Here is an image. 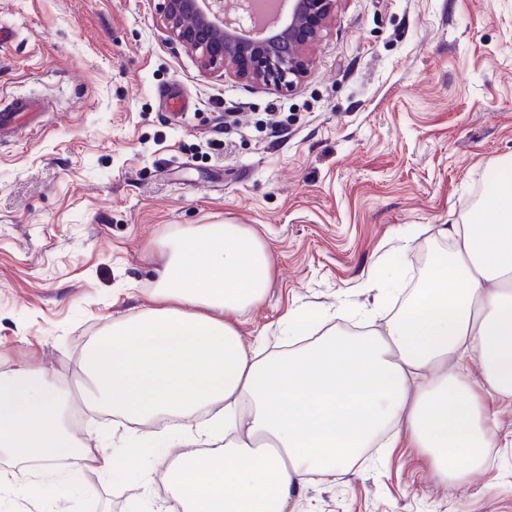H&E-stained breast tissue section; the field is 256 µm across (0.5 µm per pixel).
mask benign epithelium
<instances>
[{
    "mask_svg": "<svg viewBox=\"0 0 512 512\" xmlns=\"http://www.w3.org/2000/svg\"><path fill=\"white\" fill-rule=\"evenodd\" d=\"M281 32L252 35L250 0H239L238 14L224 12V0H162L171 37L199 56L201 68L222 67L254 84L293 90L309 73L307 51L336 14L339 0H295Z\"/></svg>",
    "mask_w": 512,
    "mask_h": 512,
    "instance_id": "7a95c632",
    "label": "benign epithelium"
}]
</instances>
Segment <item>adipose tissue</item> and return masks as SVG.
<instances>
[{
  "mask_svg": "<svg viewBox=\"0 0 512 512\" xmlns=\"http://www.w3.org/2000/svg\"><path fill=\"white\" fill-rule=\"evenodd\" d=\"M447 233L450 259L380 326L330 328L263 356L246 350L236 319L265 296V246L236 224L190 227L160 273L155 306L113 322L86 350L82 401L143 424L215 408L195 430L205 451L175 465L177 512H293L311 474L335 475L392 427L438 479H469L493 445L486 396L512 403V160L495 166L474 211ZM62 411L46 371L0 376V453L47 468L67 453L117 480L174 444L143 433L94 448L63 427Z\"/></svg>",
  "mask_w": 512,
  "mask_h": 512,
  "instance_id": "adipose-tissue-1",
  "label": "adipose tissue"
}]
</instances>
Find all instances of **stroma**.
I'll return each mask as SVG.
<instances>
[{
	"mask_svg": "<svg viewBox=\"0 0 512 512\" xmlns=\"http://www.w3.org/2000/svg\"><path fill=\"white\" fill-rule=\"evenodd\" d=\"M160 0H0V100L47 99L0 138V374L45 368L65 400L83 354L113 321L153 306L168 244L195 224H238L272 279L246 310V347L277 352L291 310L321 326L376 321L367 279L404 264L410 289L512 158V0H340L293 92L202 73L170 39ZM191 106L170 112L164 93ZM480 476L444 482L416 448L378 447L347 473L312 476L296 512H512V406L493 402ZM79 424L112 434L167 422ZM161 449L123 480L81 466L61 500L5 498V512H157Z\"/></svg>",
	"mask_w": 512,
	"mask_h": 512,
	"instance_id": "stroma-1",
	"label": "stroma"
}]
</instances>
